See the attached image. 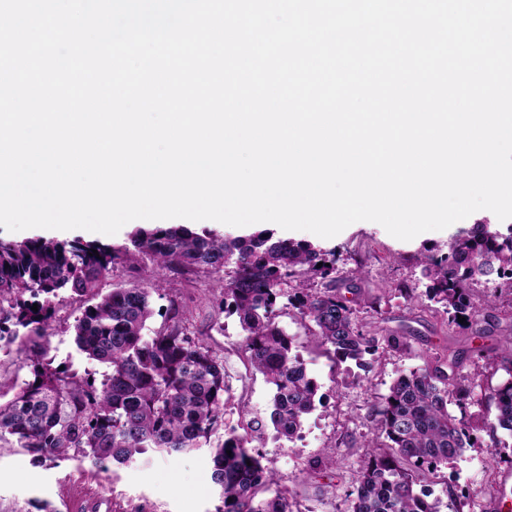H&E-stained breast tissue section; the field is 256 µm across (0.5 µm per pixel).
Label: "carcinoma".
Wrapping results in <instances>:
<instances>
[{"mask_svg": "<svg viewBox=\"0 0 512 512\" xmlns=\"http://www.w3.org/2000/svg\"><path fill=\"white\" fill-rule=\"evenodd\" d=\"M422 263L431 282L426 297L442 305L448 323L460 315L475 318L492 299H474L468 283L512 281V228L502 234L477 224L454 240L448 255L425 256ZM118 264L137 265L155 281L166 271L220 274L232 266L221 288L223 312L238 319L247 361L274 390L270 422L289 440L314 409L318 385L277 321L280 308L313 323L320 343L340 362L361 367L367 355L406 345L401 336L365 334L356 309L336 289L312 286L315 278L336 280V252L276 239L269 229L220 238L185 225L140 228L120 248L79 240L0 241V351L26 347L32 367V378L21 383L0 377V448H19L41 466L76 460L105 468L126 466L149 450L176 456L207 447L222 499L217 512H293L285 494L265 496L276 479L255 449L264 421L238 406L243 432L224 423L231 392L224 357L175 316L144 336L150 289L97 292ZM290 279L297 282L291 294L283 288ZM62 290L83 300L74 341L88 359L107 366L99 379L59 369L40 344ZM505 371L507 377L484 394L494 410L484 428L512 439V365ZM474 390L454 359L437 356L399 375L375 409L385 442L367 441L373 452L357 470L349 512H442V500L417 493L416 486L475 445L465 421L449 411L453 403H471ZM221 428L224 435L212 440Z\"/></svg>", "mask_w": 512, "mask_h": 512, "instance_id": "1", "label": "carcinoma"}]
</instances>
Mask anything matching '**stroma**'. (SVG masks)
Instances as JSON below:
<instances>
[{
	"mask_svg": "<svg viewBox=\"0 0 512 512\" xmlns=\"http://www.w3.org/2000/svg\"><path fill=\"white\" fill-rule=\"evenodd\" d=\"M492 217V212L480 210L446 229L409 241L392 237L370 221L353 223L329 239L307 231L277 229V237L336 251V291L357 309L364 329L374 336L395 334L406 341L404 349L379 352L361 370L349 362L334 363L314 326L301 324L294 313L280 314L278 321L292 338L294 352L304 359L309 377L319 387L315 409L306 416L300 439L271 436L261 447L294 512H345L357 468L367 453L364 440L376 434L372 409L400 374L452 353L460 363V374L474 379L481 391L498 384L505 362L501 343L512 334L511 290L473 283L475 294L493 292L497 299L476 318L455 325L449 324L441 305L416 304L405 296L409 289L423 293L429 284L421 265L423 255L448 254L456 235ZM133 230L127 224L117 234L106 236L82 229L11 232L0 227V239L23 241L40 236L59 242L96 240L121 246ZM358 266L363 269L360 279L354 288H346L347 270ZM219 303L214 275L198 272L165 277L160 290L152 294L153 315L145 332L153 334L167 322L170 307H177L191 330L223 356L233 403H244L252 413L268 416L273 389L261 373L249 369L239 322L222 313ZM78 307V301L69 297L60 303L44 344L55 362L71 364L77 373L104 372V365L87 359L74 343ZM486 414L484 406H468L467 417L477 436L475 446L453 462L439 465L428 482L443 501L442 512H486V504L499 491L502 472L512 471V447L491 448L481 427ZM312 463L334 473V480L305 479L303 471ZM76 492L92 502L93 512H216L221 504L204 448L175 457L150 451L129 465L106 470L75 460L39 466L25 452L0 448V512H68L66 503Z\"/></svg>",
	"mask_w": 512,
	"mask_h": 512,
	"instance_id": "obj_1",
	"label": "stroma"
}]
</instances>
